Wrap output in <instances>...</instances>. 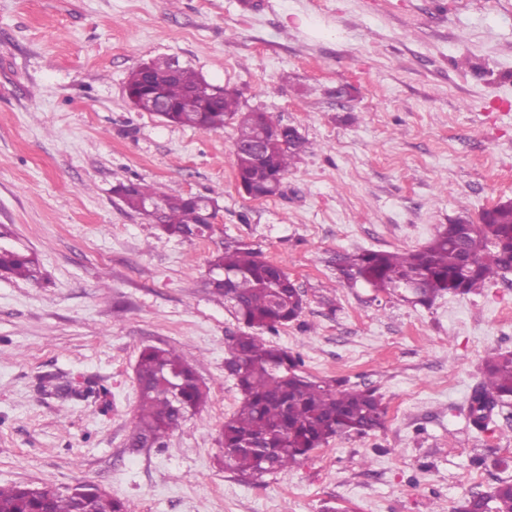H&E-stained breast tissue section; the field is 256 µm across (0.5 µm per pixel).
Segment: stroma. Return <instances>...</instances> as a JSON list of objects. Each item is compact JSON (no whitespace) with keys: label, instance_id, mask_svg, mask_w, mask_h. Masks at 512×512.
<instances>
[{"label":"stroma","instance_id":"1","mask_svg":"<svg viewBox=\"0 0 512 512\" xmlns=\"http://www.w3.org/2000/svg\"><path fill=\"white\" fill-rule=\"evenodd\" d=\"M173 58L298 128L280 195L234 172V124L205 133L133 108V67ZM216 202L178 241L112 188ZM512 201V0H0V224L46 278L0 277V484H92L128 512H453L512 481V405L475 431L483 358L512 352V273L424 307L328 260L421 249L440 225ZM247 239L305 296L269 335L320 380L377 390L382 429L335 436L256 480L225 467L239 324L203 288ZM174 347L208 391L162 447L135 448L136 365ZM93 382L106 399L54 385Z\"/></svg>","mask_w":512,"mask_h":512}]
</instances>
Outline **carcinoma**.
Segmentation results:
<instances>
[{
	"mask_svg": "<svg viewBox=\"0 0 512 512\" xmlns=\"http://www.w3.org/2000/svg\"><path fill=\"white\" fill-rule=\"evenodd\" d=\"M153 82L163 88L153 112L169 124L211 132L232 121L237 146L255 143L262 131L282 129V136L265 141L267 168L257 169L246 154L237 153L234 160L237 183L249 185L262 198L280 191L293 160L307 144L301 136H291L289 125L268 112H241L238 92L221 86L212 97L214 111H199L189 91L201 88L206 93L209 83L189 67L174 77L156 69ZM112 193L141 213L147 202L159 201L157 228L169 238H203L211 228L204 223L212 206L208 198L169 195L141 181L120 182ZM11 237L10 227L0 224V276L40 282L38 258L16 249ZM335 263L344 279L382 291L403 288L418 279L419 304L445 294L474 293L512 271V202L485 210L478 224L459 218L440 225L419 250H360L336 255ZM204 286L231 303L235 319L243 326L232 337L230 357L224 362L242 396L221 431L225 466L261 477L289 468L333 436H361L383 426L386 408L374 390L314 379L300 370L299 354L260 336L298 320L305 300L284 268L267 260L255 244L243 239L225 243L210 261ZM136 379L140 405L135 443L142 448L163 444L207 399L192 365L171 347L144 348ZM510 403L512 352L491 355L467 401L473 429L489 430L495 423V409ZM46 503L52 512H126L122 500L93 485L78 484L65 495L49 482L37 488L0 486V512H42ZM455 512H512V483L470 495Z\"/></svg>",
	"mask_w": 512,
	"mask_h": 512,
	"instance_id": "1",
	"label": "carcinoma"
}]
</instances>
